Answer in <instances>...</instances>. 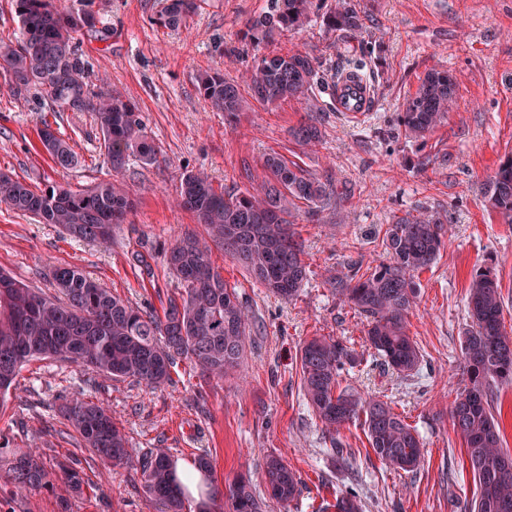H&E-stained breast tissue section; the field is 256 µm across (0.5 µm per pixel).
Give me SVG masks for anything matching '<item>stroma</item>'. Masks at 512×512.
<instances>
[{
    "instance_id": "1",
    "label": "stroma",
    "mask_w": 512,
    "mask_h": 512,
    "mask_svg": "<svg viewBox=\"0 0 512 512\" xmlns=\"http://www.w3.org/2000/svg\"><path fill=\"white\" fill-rule=\"evenodd\" d=\"M359 4L366 16L363 33L347 38L316 19L272 44L278 51L310 52L326 68L364 54L376 80L369 112L356 117L337 111L326 86L304 101L249 102L233 119L207 106L198 74L219 71L240 80L254 55L243 33L249 21L264 15L268 0H203L176 31L154 24L158 0H92L111 35L104 42L80 37L88 79L104 82L136 106L162 155L157 164L133 158L121 173H112L89 114L54 112L32 93L0 90V171L35 189L66 183L85 190L114 178L136 201L126 222L113 228L108 246L75 240L56 225L0 208V268L48 294L51 267L75 265L131 304L162 309L177 292L163 245L185 232L205 233L193 214L176 205L185 171H204L214 186L242 191L251 188L265 156L277 152L317 177H332L344 194L317 216L297 217L293 229L304 242L308 275L293 300L275 297L222 247L212 246V264L251 316L244 357L223 380L202 377L182 361L171 384L151 390L55 359L37 360L22 370L0 406V448L40 449L51 468L72 455L90 458L59 414L64 399L80 394L108 405L138 451L167 448L185 462L208 455L221 484L242 474L264 493V460L281 457L301 479V493L288 512H317L322 501L349 489L359 494L363 512H465L475 484L448 410L465 384L461 348L475 269L496 274L504 323L512 330V225L502 223L484 199L489 179L512 153V0ZM433 68L454 76L455 102L444 125L415 140L399 117ZM310 102L323 141L304 147L291 131L305 119ZM45 122L61 132L79 166L55 167L38 138ZM423 210L446 215L451 236L437 262L419 276L408 330L422 360L403 376L365 349L363 319L328 281L352 265L366 269L384 262V234L393 217ZM315 336L343 339L363 352L362 365L343 382L387 401L416 428L424 453L417 470L384 465L358 422L340 434L352 453L350 466L332 460L329 434L301 384L299 348ZM0 512L162 507L145 496L134 469L98 462L87 470L82 494L57 481L23 496L1 494Z\"/></svg>"
}]
</instances>
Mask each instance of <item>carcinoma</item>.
I'll return each instance as SVG.
<instances>
[{"instance_id": "obj_1", "label": "carcinoma", "mask_w": 512, "mask_h": 512, "mask_svg": "<svg viewBox=\"0 0 512 512\" xmlns=\"http://www.w3.org/2000/svg\"><path fill=\"white\" fill-rule=\"evenodd\" d=\"M17 18L14 40L0 43V71L10 75L12 92L32 91L47 98L54 112H89L100 135V152L111 170L122 171L132 157L144 164L158 162L135 106L117 93L94 90L78 54L76 37L99 41L110 37L102 16L87 0H12ZM153 22L177 30L197 9L196 0H159ZM268 15L248 24L244 38L253 47L299 29L319 17L332 31L356 34L363 28L362 10L354 0H336L323 11L322 0H269ZM336 72L322 68L308 52L257 54L243 83L220 72L204 73L197 82L205 103L234 116L243 110L241 85L250 97L270 106L300 98L314 86L331 83ZM455 97L448 72L431 70L400 115L405 132L423 138L441 126ZM38 137L54 165L71 169L80 164L68 142L45 123ZM303 144H316L321 131L313 122L294 130ZM337 191L297 162L275 153L266 157L261 183L245 192L214 188L208 176L189 170L182 174L178 207L194 214L208 236L240 262L272 293L297 297L307 278L303 244L291 230L293 210L302 203L308 213L330 205ZM488 203L512 224V155L500 162L489 181ZM0 206L56 224L76 239L107 243L112 227L134 209L126 190L112 180L85 191L55 184L35 190L26 181L0 172ZM450 232L435 214L410 213L395 218L385 232L387 260L371 272L355 266L329 280L339 300L366 321L365 346L382 364L408 376L421 362V352L408 334L407 319L419 297L417 276L432 267ZM163 261L177 279L179 293L168 299L163 314L133 306L88 277L75 265L54 266L51 277L57 295H46L0 269V405L22 368L33 360L55 358L88 367L114 381L132 379L150 389L172 381V369L187 360L207 377L222 379L244 355L249 312L236 289L228 287L209 257L206 242L187 233L162 248ZM502 294L491 271L473 273L468 288L470 325L462 343L467 384L449 414L465 444L476 484L469 512H512V452L503 447L494 413L497 390L512 384V334L502 322ZM364 354L343 340L314 337L299 351L304 396L330 433L364 418L370 448L384 464L403 471L421 462L422 442L416 429L395 413L388 402L364 397L341 387L344 372L359 366ZM60 412L79 434L84 447L102 463L139 469L146 496L163 512H188L189 490H181L174 460L166 448L141 453L101 403L75 396ZM195 466L204 475L196 488L200 500L193 512H275L300 494L301 480L276 456L265 458L267 496L261 497L244 479L219 488L212 479L210 458L201 454ZM53 473L44 456L32 448H17L0 468V482L12 495L50 485ZM82 460L59 465L57 478L75 492L85 483ZM318 512H362L357 494L336 495Z\"/></svg>"}]
</instances>
